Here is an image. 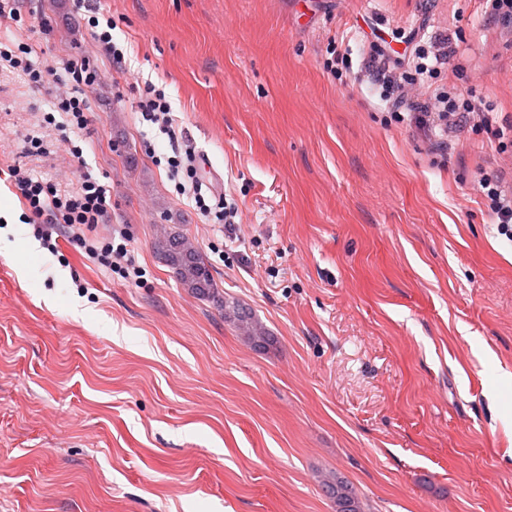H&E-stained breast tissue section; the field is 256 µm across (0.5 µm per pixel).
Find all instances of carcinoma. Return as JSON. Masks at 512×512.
<instances>
[{
    "instance_id": "obj_1",
    "label": "carcinoma",
    "mask_w": 512,
    "mask_h": 512,
    "mask_svg": "<svg viewBox=\"0 0 512 512\" xmlns=\"http://www.w3.org/2000/svg\"><path fill=\"white\" fill-rule=\"evenodd\" d=\"M156 249L175 271L180 284L201 297L215 296V283L207 263L199 250L174 226L157 239ZM224 318L254 341L268 339L263 325L252 313L236 302L224 301ZM322 490L334 504L335 512H363L353 486L342 477L328 476L322 481Z\"/></svg>"
}]
</instances>
